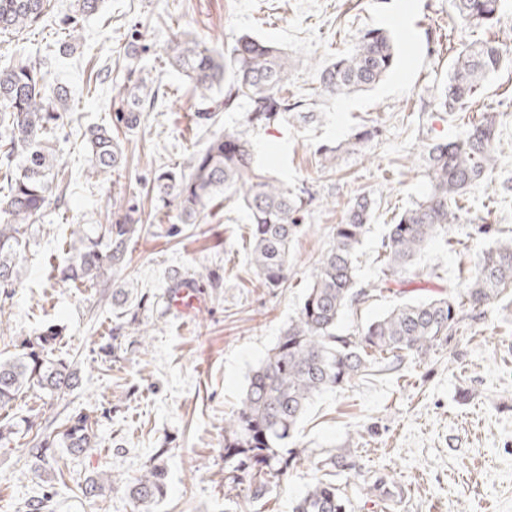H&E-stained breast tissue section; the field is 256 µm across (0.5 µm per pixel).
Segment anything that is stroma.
<instances>
[{
    "label": "stroma",
    "instance_id": "stroma-1",
    "mask_svg": "<svg viewBox=\"0 0 512 512\" xmlns=\"http://www.w3.org/2000/svg\"><path fill=\"white\" fill-rule=\"evenodd\" d=\"M368 28L387 30L398 62L371 89L336 97L320 70L355 49ZM223 48L248 34L288 55L289 99L305 101L267 128H252L243 111L223 112L215 126L197 120L199 99L165 64L173 30ZM495 39L512 46V7L490 30L460 32L449 0H104L82 23L74 54L56 57L71 98L53 147L70 186L33 230L25 283L0 303V352L49 324L59 325L56 358L75 364L79 384L64 399L28 392L41 425L63 429L67 416H96L97 445L75 457L35 466L23 437L0 445V512H28L32 496L50 494L49 512H136L122 489L103 506L79 486L91 476H139L151 459L167 471V496L153 512H224V421L237 407L251 371L266 357L310 284V272L332 242L333 229L360 196L373 201L370 228L357 254V280L379 281L387 226L429 189L424 158L435 142L463 135L484 112L498 115L491 177L464 204L488 216L489 234L457 224L433 239L414 269L410 293L422 300L450 293L497 240L512 236V69L490 75L472 107L450 117L429 103L448 79L462 42ZM54 37L43 29L0 34V62L34 61ZM138 48L137 76L166 88L136 128L117 123L123 105L114 86L128 77L124 50ZM111 126L128 159L125 189L93 174L85 132ZM377 135L355 144L362 126ZM245 133L258 163L304 198L292 267L277 288L261 285L250 263L248 213L238 197L207 210L201 223H181L175 208L149 195L156 171L185 166L211 134ZM342 145L335 169L322 146ZM137 208L142 227L128 261L94 287L76 288L59 273L73 225L108 224ZM200 285L201 304L188 317L170 305L175 272ZM129 295L115 306L112 294ZM294 444L299 461L275 486L266 512H291L315 480L319 457L350 450L357 467L336 483L349 512H380L365 482L393 476L401 496L391 512H512V302L465 309L447 346L415 365L357 381L316 397Z\"/></svg>",
    "mask_w": 512,
    "mask_h": 512
}]
</instances>
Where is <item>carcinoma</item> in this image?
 Returning <instances> with one entry per match:
<instances>
[{"mask_svg": "<svg viewBox=\"0 0 512 512\" xmlns=\"http://www.w3.org/2000/svg\"><path fill=\"white\" fill-rule=\"evenodd\" d=\"M50 0H0V33L16 34L46 25ZM100 0H74L68 17L98 12ZM508 0H452L460 30L491 28ZM50 56L35 65L21 62L0 67V296L10 299L22 283L29 236L37 220L64 193L58 158L51 147L55 130L68 109L70 90L51 78ZM169 66L186 77L208 103L198 113L212 120L215 113L246 107L247 123L268 127L300 104L289 102L288 57L280 48L244 35L218 51L176 32L167 51ZM512 62V48L496 40L463 46L451 65L448 81L433 107L450 115L465 111L488 76ZM396 51L382 29L367 31L349 54L336 58L320 73L323 90L333 96L364 90L394 68ZM125 109L119 119L132 128L151 106L156 93L144 86L123 87ZM88 144L94 172L109 177L123 171L122 150L106 127L90 129ZM497 146V121L492 112L469 126L465 135L430 145L426 151L429 191L413 208L388 225L382 241L383 277L389 292L414 282L409 276L417 255L453 224L472 222L460 200L485 178ZM188 171L168 168L156 174L152 192L173 205L181 223L199 224L204 211L224 195L237 194L251 224V264L260 283L278 288L288 278L291 247L300 231L303 199L254 166L250 140L241 132L212 137L193 154ZM372 202L357 199L336 225L332 244L319 258L311 283L294 317L282 330L265 359L252 370L239 405L224 422V485L246 486L244 512H255L269 488L280 483L298 461L289 448L311 400L345 388L357 380L416 363L428 351L448 343L465 307L480 308L512 288V237L483 253L470 276L449 295L420 302H403L352 334L340 335L337 325L348 308L366 302L371 292L358 287L355 254L371 219ZM141 218L128 213L112 224H82L68 244L62 278L74 286L94 285L127 262L128 243ZM61 336L50 325L20 342V349L0 357V410L13 409L30 390L59 398L78 385L77 371L52 358ZM96 418L80 412L61 432L37 425L22 413L0 424V443L14 435L33 433L28 449L36 466L49 463L55 448L75 456L94 445ZM322 476L293 506L292 512H348V500L333 477L356 469L345 452L329 454L316 463ZM394 482L379 476L367 493L384 507L394 502ZM90 501L112 491V481L89 477L79 485ZM133 504L150 509L167 494L164 469L152 463L140 477L125 483Z\"/></svg>", "mask_w": 512, "mask_h": 512, "instance_id": "1", "label": "carcinoma"}]
</instances>
